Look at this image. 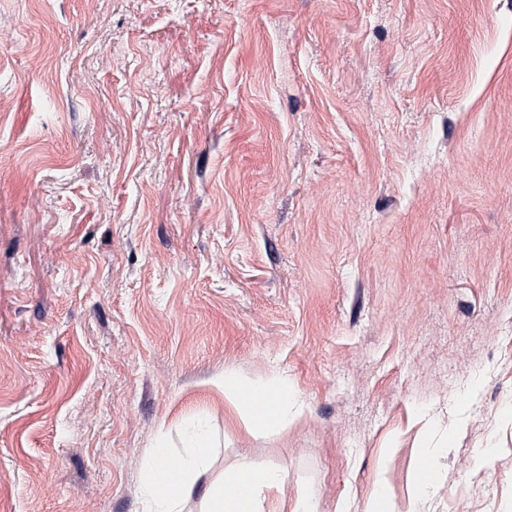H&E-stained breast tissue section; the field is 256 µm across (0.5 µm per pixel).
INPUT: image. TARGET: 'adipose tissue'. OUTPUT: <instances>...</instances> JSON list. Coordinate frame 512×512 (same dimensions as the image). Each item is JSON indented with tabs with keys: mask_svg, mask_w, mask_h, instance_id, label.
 Here are the masks:
<instances>
[{
	"mask_svg": "<svg viewBox=\"0 0 512 512\" xmlns=\"http://www.w3.org/2000/svg\"><path fill=\"white\" fill-rule=\"evenodd\" d=\"M212 384L247 413V424L257 431L287 426L304 415L303 404L287 380L269 384L247 383L234 372L215 377ZM187 454L181 463L167 462L169 448L158 441L152 460L140 480L142 512H185L201 476L209 470L213 446L204 422H197L186 436ZM285 482L272 466L242 458L234 472L213 481L205 496V512H262L264 501L274 498Z\"/></svg>",
	"mask_w": 512,
	"mask_h": 512,
	"instance_id": "1",
	"label": "adipose tissue"
}]
</instances>
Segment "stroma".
I'll list each match as a JSON object with an SVG mask.
<instances>
[{"label":"stroma","instance_id":"1","mask_svg":"<svg viewBox=\"0 0 512 512\" xmlns=\"http://www.w3.org/2000/svg\"><path fill=\"white\" fill-rule=\"evenodd\" d=\"M506 336L512 0H0V512H141L199 420L277 512H512ZM211 384L246 411L247 424L253 430L286 427L288 422H296L304 415V405L294 396L285 379L267 385L246 383L234 372L225 370L224 375L212 379ZM254 395L265 400L264 406L256 405Z\"/></svg>","mask_w":512,"mask_h":512}]
</instances>
